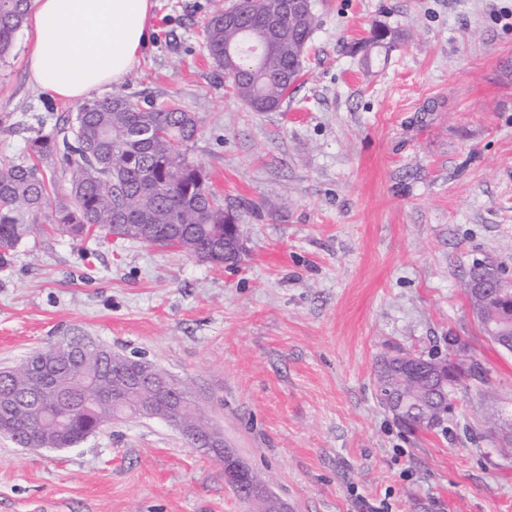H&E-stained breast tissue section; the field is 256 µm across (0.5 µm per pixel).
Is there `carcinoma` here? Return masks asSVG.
Wrapping results in <instances>:
<instances>
[{"mask_svg":"<svg viewBox=\"0 0 512 512\" xmlns=\"http://www.w3.org/2000/svg\"><path fill=\"white\" fill-rule=\"evenodd\" d=\"M28 0H0V61H6L26 20ZM236 14L224 7L210 16L206 50L234 96L252 112H277L287 93L288 73L298 66L302 43L318 26L311 11L298 17L279 10L278 0H238ZM198 128L196 115L175 103L155 107L125 93L83 102L74 121L52 133L28 139L27 156L0 162V264L24 238L27 221L48 199L43 165L58 158L70 172L67 200L56 204L52 223L72 238L95 231L140 240L142 224L154 225L145 244L194 248L224 261V212L200 165L187 158V144ZM495 306L504 314L497 328L512 333V287ZM112 360L93 350L69 359L64 384L78 399L60 410L57 395L43 390L28 362L0 371V426L19 432L41 448H73L109 424L114 402L131 405L153 395L150 388L129 391L112 374ZM376 382L378 400L388 404L400 389Z\"/></svg>","mask_w":512,"mask_h":512,"instance_id":"1","label":"carcinoma"}]
</instances>
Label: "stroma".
Here are the masks:
<instances>
[{
    "label": "stroma",
    "mask_w": 512,
    "mask_h": 512,
    "mask_svg": "<svg viewBox=\"0 0 512 512\" xmlns=\"http://www.w3.org/2000/svg\"><path fill=\"white\" fill-rule=\"evenodd\" d=\"M321 24L280 111L253 112L207 56L214 0H156L121 91L201 123L188 146L242 230L236 262L52 230L48 205L0 265V369L75 338L187 383L228 448L291 512H512V353L462 287L512 278V0H313ZM390 40L362 49L373 28ZM20 30L0 63V159L75 112L29 83ZM458 337L449 349V337ZM401 349L467 357L444 424L412 436L376 395ZM224 467L157 419L73 448L0 437V512H253Z\"/></svg>",
    "instance_id": "obj_1"
}]
</instances>
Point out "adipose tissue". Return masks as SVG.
Masks as SVG:
<instances>
[{
	"label": "adipose tissue",
	"instance_id": "ef3b65f1",
	"mask_svg": "<svg viewBox=\"0 0 512 512\" xmlns=\"http://www.w3.org/2000/svg\"><path fill=\"white\" fill-rule=\"evenodd\" d=\"M30 78L52 99L82 101L119 82L154 31V0H33Z\"/></svg>",
	"mask_w": 512,
	"mask_h": 512
}]
</instances>
